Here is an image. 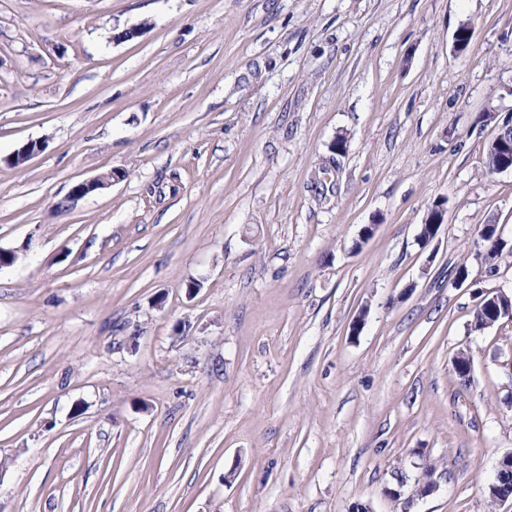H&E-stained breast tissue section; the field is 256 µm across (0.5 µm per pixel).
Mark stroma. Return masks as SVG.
I'll list each match as a JSON object with an SVG mask.
<instances>
[{
	"instance_id": "stroma-1",
	"label": "stroma",
	"mask_w": 512,
	"mask_h": 512,
	"mask_svg": "<svg viewBox=\"0 0 512 512\" xmlns=\"http://www.w3.org/2000/svg\"><path fill=\"white\" fill-rule=\"evenodd\" d=\"M488 110L512 0H0V512H512ZM119 178L113 170L102 176H97L91 179L83 180L78 183H76L69 191L67 197L65 198L67 200L68 206L74 204L78 200L95 193L98 190H101L110 184H112V180L114 178ZM482 252L480 256L488 268H496L497 263L501 259L504 251L508 247V242L504 240L498 233V225L485 224L482 225L479 234ZM508 251L512 253V246L508 247Z\"/></svg>"
}]
</instances>
